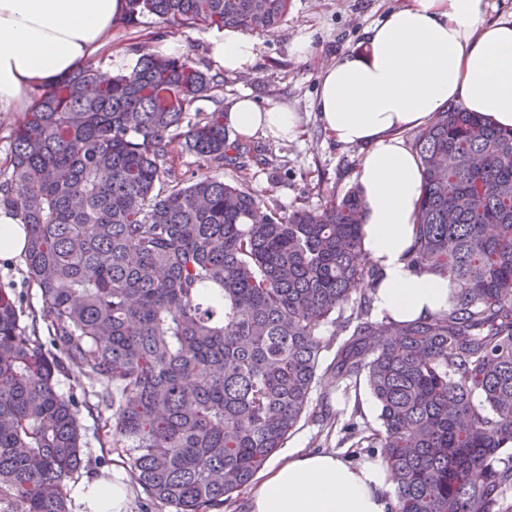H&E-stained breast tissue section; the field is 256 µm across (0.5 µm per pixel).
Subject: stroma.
<instances>
[{"instance_id":"35a3bbf8","label":"stroma","mask_w":512,"mask_h":512,"mask_svg":"<svg viewBox=\"0 0 512 512\" xmlns=\"http://www.w3.org/2000/svg\"><path fill=\"white\" fill-rule=\"evenodd\" d=\"M400 0H291L287 17L275 30L256 36L258 58L255 73L243 77L224 75V104L242 93H250L259 103H281L297 112L301 133L292 140L254 137L244 140V163L225 164V181L248 185L265 205L289 212L316 208L330 196H341L355 186L353 173L363 152L357 146L337 144L324 130L315 107L318 73L337 54L364 46V31L384 18ZM223 29L199 23L172 29L156 16L142 17L134 28L114 26L93 64L100 70L118 74L129 71L139 51L162 54L165 44H173L174 55L190 57L204 70H215L211 56L213 40L224 37ZM309 38L313 51L302 59L293 47ZM360 407L365 422L378 427L379 408L366 387L354 390L319 387L313 394V409L284 444V451L336 453L353 465L368 459L365 449L344 444V424L353 407ZM87 430L85 457L89 462L70 480L72 510L83 512L80 493L91 482L111 480V465H99V444L93 421L83 417Z\"/></svg>"}]
</instances>
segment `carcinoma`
Here are the masks:
<instances>
[{"label": "carcinoma", "instance_id": "cac0c4a2", "mask_svg": "<svg viewBox=\"0 0 512 512\" xmlns=\"http://www.w3.org/2000/svg\"><path fill=\"white\" fill-rule=\"evenodd\" d=\"M289 6L128 0L118 24L262 34ZM223 90L183 56L143 52L115 76L86 63L11 131L0 208L26 227L41 307L0 288V512H71L83 408L147 501L223 512L324 379L379 406L377 430L353 409L350 436L388 468L387 512H512V129L449 107L416 137L411 265L456 290L441 314L373 321L361 191L286 214L224 182L243 153ZM179 139L213 171L180 178Z\"/></svg>", "mask_w": 512, "mask_h": 512}]
</instances>
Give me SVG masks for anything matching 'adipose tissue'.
Masks as SVG:
<instances>
[{"label": "adipose tissue", "instance_id": "obj_1", "mask_svg": "<svg viewBox=\"0 0 512 512\" xmlns=\"http://www.w3.org/2000/svg\"><path fill=\"white\" fill-rule=\"evenodd\" d=\"M489 0H403L365 33V46L340 54L320 74L317 110L337 143L365 154L354 173L365 202L364 245L380 277L378 314L414 320L448 309V276L408 262L424 192L422 168L403 135L452 105L512 128V16L487 20ZM126 0H0V112L24 114L30 90L68 77L103 45ZM224 70L248 74L255 41H214ZM240 136L289 140L297 113L259 106L249 95L227 110ZM382 460L357 466L333 454L292 451L275 460L249 493V512H386ZM122 480L81 493L90 512H122Z\"/></svg>", "mask_w": 512, "mask_h": 512}]
</instances>
